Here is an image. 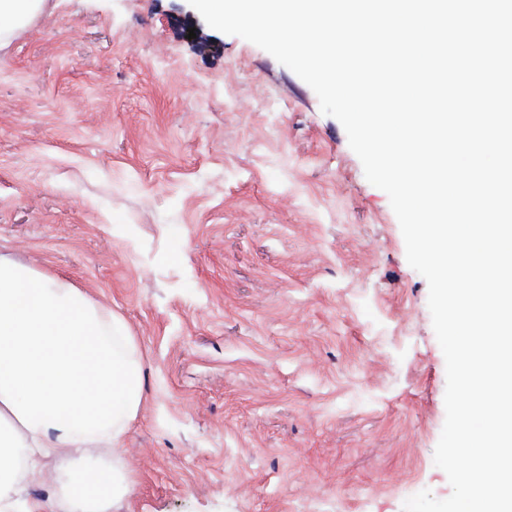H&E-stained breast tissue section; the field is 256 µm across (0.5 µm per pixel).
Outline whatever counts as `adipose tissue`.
<instances>
[{"label":"adipose tissue","mask_w":512,"mask_h":512,"mask_svg":"<svg viewBox=\"0 0 512 512\" xmlns=\"http://www.w3.org/2000/svg\"><path fill=\"white\" fill-rule=\"evenodd\" d=\"M143 391L118 317L69 278L0 255V508L46 512L28 479L65 458L60 512H113L132 490L120 450Z\"/></svg>","instance_id":"ef3b65f1"}]
</instances>
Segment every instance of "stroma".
Instances as JSON below:
<instances>
[{"label":"stroma","mask_w":512,"mask_h":512,"mask_svg":"<svg viewBox=\"0 0 512 512\" xmlns=\"http://www.w3.org/2000/svg\"><path fill=\"white\" fill-rule=\"evenodd\" d=\"M0 252L135 337L116 512L450 495L428 283L340 122L188 0H45L0 41Z\"/></svg>","instance_id":"35a3bbf8"}]
</instances>
